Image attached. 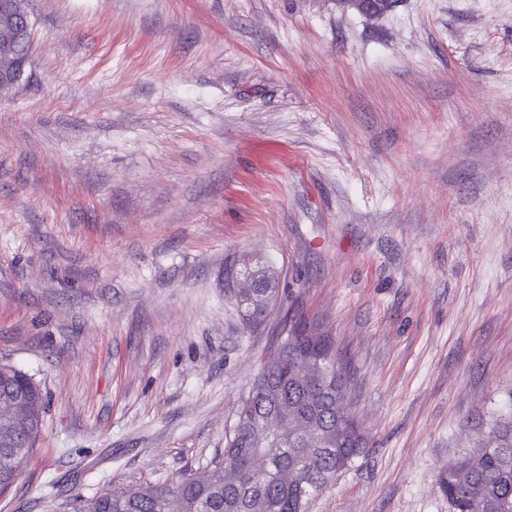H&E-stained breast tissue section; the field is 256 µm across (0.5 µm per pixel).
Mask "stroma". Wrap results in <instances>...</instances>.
I'll use <instances>...</instances> for the list:
<instances>
[{
    "mask_svg": "<svg viewBox=\"0 0 512 512\" xmlns=\"http://www.w3.org/2000/svg\"><path fill=\"white\" fill-rule=\"evenodd\" d=\"M0 92V361L46 394L0 512L224 453L289 308L364 454L307 512H448L512 418V0H28ZM277 275L266 319L235 289Z\"/></svg>",
    "mask_w": 512,
    "mask_h": 512,
    "instance_id": "obj_1",
    "label": "stroma"
}]
</instances>
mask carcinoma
<instances>
[{
	"instance_id": "obj_1",
	"label": "carcinoma",
	"mask_w": 512,
	"mask_h": 512,
	"mask_svg": "<svg viewBox=\"0 0 512 512\" xmlns=\"http://www.w3.org/2000/svg\"><path fill=\"white\" fill-rule=\"evenodd\" d=\"M244 283L238 302L254 324L269 312L275 273L248 268ZM267 350L278 354L258 362L222 459L200 476L94 496L80 512H306L310 497L347 469L367 440L343 409L346 366L314 319L300 309L287 314ZM19 393L32 409L10 441L0 432V489L15 481V459L33 452L44 410L32 376L1 362L0 397ZM228 470L237 483L225 481ZM296 471L302 478L290 479ZM442 485L449 512H512V422L495 424L475 456L448 467Z\"/></svg>"
}]
</instances>
